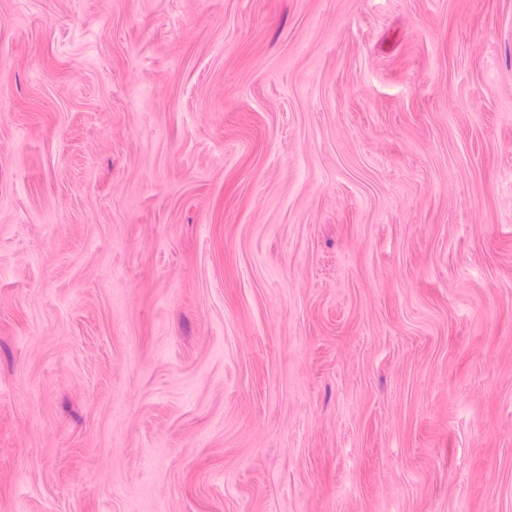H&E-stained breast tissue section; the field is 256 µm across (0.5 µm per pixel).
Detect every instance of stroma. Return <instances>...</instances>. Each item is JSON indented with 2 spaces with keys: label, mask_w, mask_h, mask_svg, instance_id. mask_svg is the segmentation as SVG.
I'll use <instances>...</instances> for the list:
<instances>
[{
  "label": "stroma",
  "mask_w": 512,
  "mask_h": 512,
  "mask_svg": "<svg viewBox=\"0 0 512 512\" xmlns=\"http://www.w3.org/2000/svg\"><path fill=\"white\" fill-rule=\"evenodd\" d=\"M0 512H512V0H0Z\"/></svg>",
  "instance_id": "35a3bbf8"
}]
</instances>
